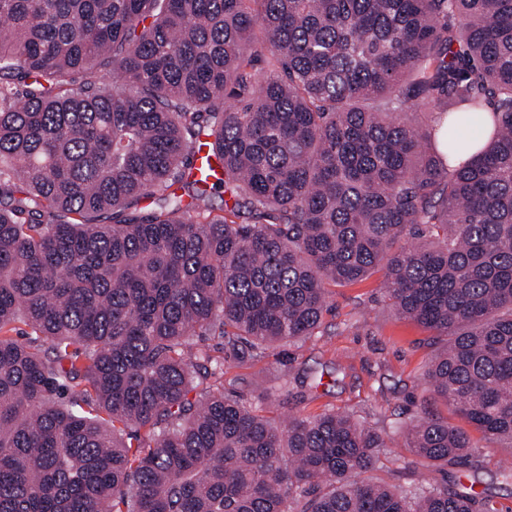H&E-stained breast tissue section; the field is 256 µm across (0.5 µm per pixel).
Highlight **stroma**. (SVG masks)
Returning <instances> with one entry per match:
<instances>
[{"mask_svg":"<svg viewBox=\"0 0 512 512\" xmlns=\"http://www.w3.org/2000/svg\"><path fill=\"white\" fill-rule=\"evenodd\" d=\"M381 273L330 288L329 310L313 336L267 346L233 358L218 335L197 338L199 348L224 364V391L246 405L283 419L313 417L328 411L353 414L379 429L408 424L429 414L461 419L433 399L423 379L433 353L428 333L417 323L394 316L385 301ZM321 376V385L309 375ZM478 452L467 464L424 470L404 446L402 436L388 442L379 476L405 489L428 473L437 482L474 485L492 495L502 512H512V482L503 471L512 468V448L470 429Z\"/></svg>","mask_w":512,"mask_h":512,"instance_id":"stroma-1","label":"stroma"}]
</instances>
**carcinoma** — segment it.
I'll use <instances>...</instances> for the list:
<instances>
[{
  "mask_svg": "<svg viewBox=\"0 0 512 512\" xmlns=\"http://www.w3.org/2000/svg\"><path fill=\"white\" fill-rule=\"evenodd\" d=\"M376 271L429 391L512 446V0H0V512H500L375 481L381 432L261 415L196 347L312 336Z\"/></svg>",
  "mask_w": 512,
  "mask_h": 512,
  "instance_id": "cac0c4a2",
  "label": "carcinoma"
}]
</instances>
